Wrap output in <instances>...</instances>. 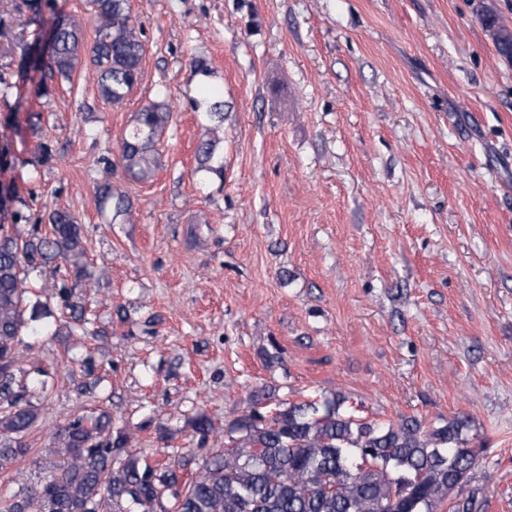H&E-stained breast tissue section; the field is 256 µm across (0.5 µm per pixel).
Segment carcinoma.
Listing matches in <instances>:
<instances>
[{"label":"carcinoma","mask_w":512,"mask_h":512,"mask_svg":"<svg viewBox=\"0 0 512 512\" xmlns=\"http://www.w3.org/2000/svg\"><path fill=\"white\" fill-rule=\"evenodd\" d=\"M42 0H21L15 14L0 18V38L12 35L21 61L31 45L25 29L42 13ZM96 22L87 42L83 28L67 16L51 27V45L38 68L42 78L71 80L79 60H89L106 104L119 105L133 92L144 53L143 30L131 15L129 0H89ZM224 101L206 89L194 102L209 123L224 122ZM171 112L151 101L119 145L120 165L130 179H153L161 167L158 137ZM196 172L224 180V154L218 142L199 143ZM101 207L129 222L128 198L109 180L97 185ZM27 204L15 190L0 187V212L24 218ZM47 229L34 228L22 239L17 225L0 224V473L9 474L33 453L25 438L39 421L48 394L49 368L18 366V345L28 319L42 303L27 308L25 272L59 270L70 263L72 274H52L43 283L46 299L56 301L59 316L43 331L66 329L71 336L89 333L85 299L79 288L93 287L86 260L84 224L74 214L46 211ZM344 398L321 404L278 401L256 396L236 421L228 445L191 467L193 459L175 458L148 465L134 454H118L131 438L113 430L112 415L101 409L77 413L57 427L49 449L54 460L34 484L3 501L0 512H478L476 500L459 496L471 482L476 452L462 438L467 419L458 418L433 431L404 418L398 423L365 422L340 411ZM192 429L204 444L214 427L204 414Z\"/></svg>","instance_id":"carcinoma-1"}]
</instances>
